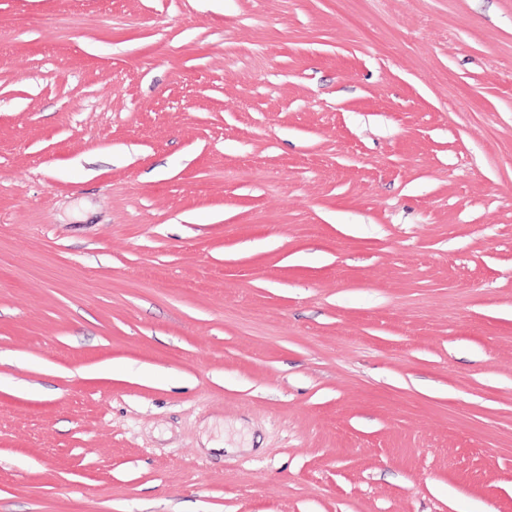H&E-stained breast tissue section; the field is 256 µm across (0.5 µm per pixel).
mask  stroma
I'll return each instance as SVG.
<instances>
[{
	"label": "stroma",
	"instance_id": "obj_1",
	"mask_svg": "<svg viewBox=\"0 0 512 512\" xmlns=\"http://www.w3.org/2000/svg\"><path fill=\"white\" fill-rule=\"evenodd\" d=\"M1 32L0 512H512V0Z\"/></svg>",
	"mask_w": 512,
	"mask_h": 512
}]
</instances>
